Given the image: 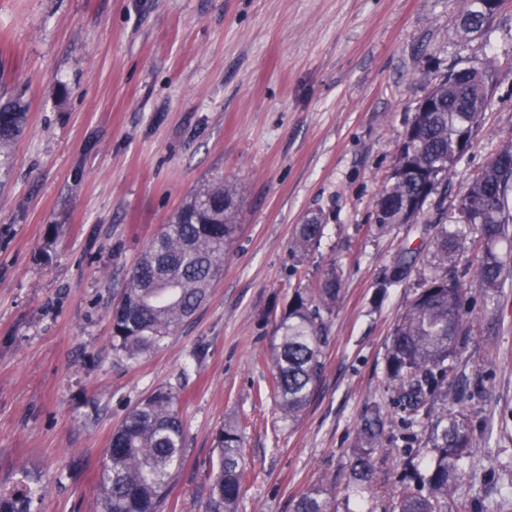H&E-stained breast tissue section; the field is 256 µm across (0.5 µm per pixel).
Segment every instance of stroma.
<instances>
[{"label":"stroma","instance_id":"35a3bbf8","mask_svg":"<svg viewBox=\"0 0 512 512\" xmlns=\"http://www.w3.org/2000/svg\"><path fill=\"white\" fill-rule=\"evenodd\" d=\"M460 0H0V96L27 121L0 168V485L38 480L33 512H99L113 430L154 388L179 390L184 460L166 512H201L214 438L240 421L239 512H292L322 487L337 512H391L432 458L383 384L390 337L413 298L382 270L420 247L421 224L386 231L375 202L416 105L460 60L496 84L442 196L451 206L512 140V0L459 42ZM223 172L241 201L224 274L150 356L112 349V306L148 240ZM319 212L305 259L289 242ZM344 274L324 371L288 419L266 385L297 288ZM457 359L486 394L449 401L477 442L461 467L470 512H512V290L476 296ZM391 413L369 489L345 487L367 408ZM411 444L412 454L402 452Z\"/></svg>","mask_w":512,"mask_h":512}]
</instances>
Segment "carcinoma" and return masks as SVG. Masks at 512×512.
Returning <instances> with one entry per match:
<instances>
[{"instance_id": "carcinoma-1", "label": "carcinoma", "mask_w": 512, "mask_h": 512, "mask_svg": "<svg viewBox=\"0 0 512 512\" xmlns=\"http://www.w3.org/2000/svg\"><path fill=\"white\" fill-rule=\"evenodd\" d=\"M485 0H460L459 37L489 26ZM488 61L452 67L424 96L429 106L415 111L397 156L390 182L379 193L375 222L384 230L424 215L427 201L448 186L456 164L472 145L473 128L485 111L493 87ZM26 120L19 98L0 103V166L10 162L8 147ZM238 205L233 185L217 175L201 183L152 237L130 267L126 288L112 311V350L135 362L159 348L209 298L224 271V256L236 243ZM512 224V141L476 177L451 210L425 221L430 257L416 266L418 253L406 250L385 269L381 293L419 279L418 292L393 330L388 347V380L393 403L405 413L401 423L422 428L435 457L416 487L399 491L392 512H460L455 493L463 480L459 461L476 447L457 417L444 407L448 385L456 380L455 361L472 334L463 302L479 291L493 298L512 277V255L499 244ZM325 224L315 214L297 225L290 243L295 257L307 255L321 240ZM342 267L331 263L313 288H297L280 322V343L271 356V390L288 418L307 406L321 380L322 345L336 305ZM458 381V380H456ZM459 402L482 392V378L461 379L453 387ZM179 394L155 388L117 426L106 449L99 480L100 512H165L174 473L183 463L184 428ZM385 414L372 406L357 426V446L349 484L367 488L372 454L382 444ZM219 463L203 512H237L243 494L242 437L227 422L217 437ZM29 474L0 490V512H31ZM293 512H336V500L311 490L295 501Z\"/></svg>"}]
</instances>
